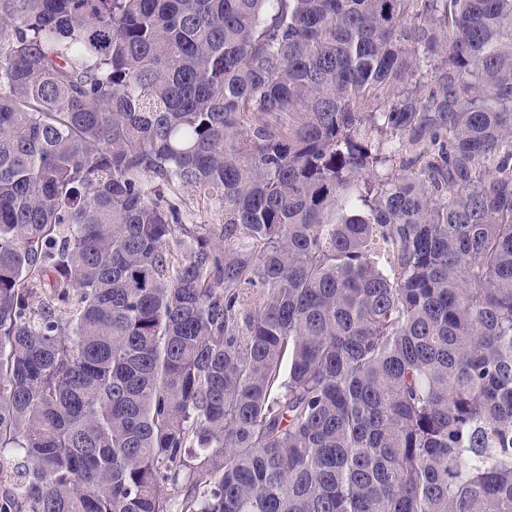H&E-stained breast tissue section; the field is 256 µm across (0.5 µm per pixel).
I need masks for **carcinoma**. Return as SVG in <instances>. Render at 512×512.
I'll return each mask as SVG.
<instances>
[{
  "instance_id": "obj_1",
  "label": "carcinoma",
  "mask_w": 512,
  "mask_h": 512,
  "mask_svg": "<svg viewBox=\"0 0 512 512\" xmlns=\"http://www.w3.org/2000/svg\"><path fill=\"white\" fill-rule=\"evenodd\" d=\"M8 448L0 512H512V0H0Z\"/></svg>"
}]
</instances>
